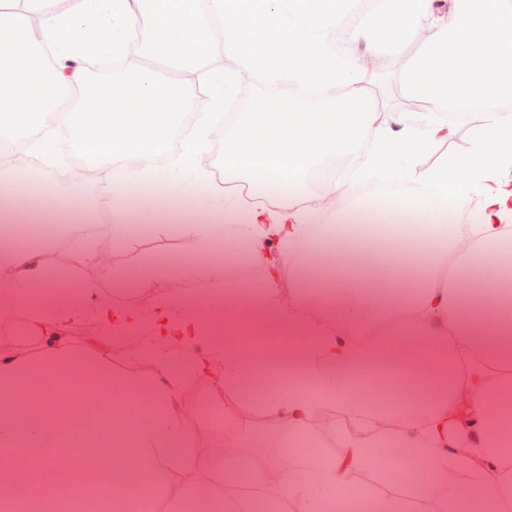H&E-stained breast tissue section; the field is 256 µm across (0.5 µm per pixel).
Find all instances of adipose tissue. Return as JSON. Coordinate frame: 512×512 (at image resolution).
<instances>
[{"label": "adipose tissue", "mask_w": 512, "mask_h": 512, "mask_svg": "<svg viewBox=\"0 0 512 512\" xmlns=\"http://www.w3.org/2000/svg\"><path fill=\"white\" fill-rule=\"evenodd\" d=\"M0 0V158L32 192L25 216L0 183V223L25 219L60 224L75 218L65 195L48 181L59 142L68 139L83 167L109 166L106 231L142 285L164 271L128 246L130 193L141 184L132 158L158 156L200 90L198 113L172 159L200 218L184 232L196 252L221 240L244 243L259 261L260 285L246 288L269 318L244 339L208 336L200 318L170 300L150 315L158 346L149 369H112L106 351L77 355L58 327L96 314L108 326L140 323L139 312L115 308L94 289L82 303L34 314L31 297L58 271L42 243L7 247L0 263V314L26 321L38 350L0 352V462L12 482L0 512H53L75 484L114 485V512H130L128 491H147L153 512H314L350 499L369 512H512V0H453L451 22L433 0H380L349 11L351 57L360 63L379 47L419 39L403 70L408 92L422 103L418 121L380 123L364 83L326 90L312 102L297 81L269 92L224 134V180L216 189L204 159L210 119L235 88L251 80L242 65L209 64L159 78L147 64L126 80L90 81V57L124 59L143 35L136 0ZM509 109H500V102ZM471 119L470 147L438 155L453 134L450 105ZM343 158L350 181L376 173L395 178L393 202L404 221L378 227L385 247L372 266L359 219L378 209L354 199L332 224H312L310 194L336 193L341 182L309 184ZM56 206H46L47 198ZM476 200L478 223L448 229L437 212ZM330 255L327 276L312 268ZM335 300L334 311L323 301ZM388 332L365 344L371 326ZM224 361V384L257 409L233 454L202 449L189 429L183 378L212 379ZM144 408L148 422L131 413ZM278 437L287 464L268 446ZM139 444L140 464L79 471L49 465L52 449L76 446L81 457L111 454L109 438ZM207 459L203 481L185 474Z\"/></svg>", "instance_id": "ef3b65f1"}]
</instances>
